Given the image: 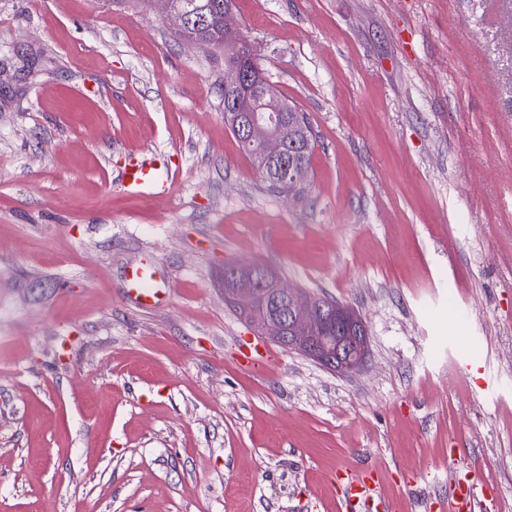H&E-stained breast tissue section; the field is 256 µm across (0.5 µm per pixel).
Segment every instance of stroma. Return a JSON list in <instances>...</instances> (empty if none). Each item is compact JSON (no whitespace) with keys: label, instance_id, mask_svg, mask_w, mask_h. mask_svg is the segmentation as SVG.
Wrapping results in <instances>:
<instances>
[{"label":"stroma","instance_id":"1","mask_svg":"<svg viewBox=\"0 0 512 512\" xmlns=\"http://www.w3.org/2000/svg\"><path fill=\"white\" fill-rule=\"evenodd\" d=\"M234 3L317 138L293 200L141 0H0V512H339L343 467L445 512L452 448L512 512V0ZM158 152L171 195L124 192ZM254 262L354 309L363 368L241 367ZM128 291L141 305L155 303L169 288H164L162 281L156 276L152 264H144L131 268L127 274Z\"/></svg>","mask_w":512,"mask_h":512}]
</instances>
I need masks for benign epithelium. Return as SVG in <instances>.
<instances>
[{
	"label": "benign epithelium",
	"instance_id": "1",
	"mask_svg": "<svg viewBox=\"0 0 512 512\" xmlns=\"http://www.w3.org/2000/svg\"><path fill=\"white\" fill-rule=\"evenodd\" d=\"M157 14L175 31L186 26V18L178 10H159ZM238 35L239 29L233 23L232 2L227 0L224 4V41ZM266 85L267 80L259 72L254 74L238 67L225 68L224 90L234 93V96L226 99L225 111H239V96L251 102L245 135L250 140L260 142L263 161L282 163L280 181L288 185V197L295 198L298 196L297 190L304 188L309 181V167L287 159L288 129L284 128L276 135L268 133L267 127L279 124L280 113L290 111L291 105L286 102L276 105L267 102ZM224 273L226 279L232 282V286L224 292V300L246 314L261 303L258 288L262 286L270 288L276 295L288 297V329H283L275 315L267 314L261 322L251 323L261 335L338 373L355 371L366 362L369 355L366 324L354 310L338 303L333 305L336 325L342 327V335L325 336L323 332L329 326V321L310 304L308 293L288 286L271 269L259 263H227L224 265Z\"/></svg>",
	"mask_w": 512,
	"mask_h": 512
}]
</instances>
